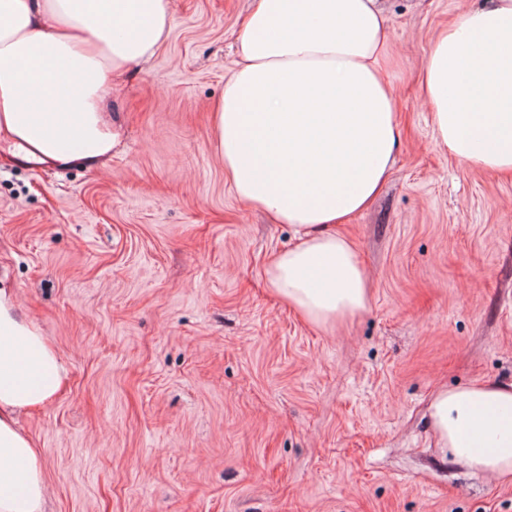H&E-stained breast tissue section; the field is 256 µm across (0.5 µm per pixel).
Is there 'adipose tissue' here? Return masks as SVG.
<instances>
[{
  "label": "adipose tissue",
  "mask_w": 512,
  "mask_h": 512,
  "mask_svg": "<svg viewBox=\"0 0 512 512\" xmlns=\"http://www.w3.org/2000/svg\"><path fill=\"white\" fill-rule=\"evenodd\" d=\"M172 0H0V139L14 157L96 168L118 134L103 108L111 73L166 42ZM392 31L379 0H254L214 110L236 194L291 225L271 261L276 297L327 327L365 310L368 278L339 224L374 200L398 142L382 65ZM438 143L463 166L512 174V0L463 12L425 62ZM66 371L0 288V512H45L42 456L17 423L48 405ZM435 445L512 480V382L439 389Z\"/></svg>",
  "instance_id": "ef3b65f1"
}]
</instances>
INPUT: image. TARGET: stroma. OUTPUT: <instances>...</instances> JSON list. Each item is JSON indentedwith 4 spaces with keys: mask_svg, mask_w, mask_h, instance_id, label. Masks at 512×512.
Listing matches in <instances>:
<instances>
[{
    "mask_svg": "<svg viewBox=\"0 0 512 512\" xmlns=\"http://www.w3.org/2000/svg\"><path fill=\"white\" fill-rule=\"evenodd\" d=\"M483 0H386L394 171L341 230L368 308L320 328L274 295L291 242L224 176L212 109L252 0H174L112 81L101 169L0 142V286L67 372L21 418L49 512H512V482L436 448L437 388L512 381V177L461 166L422 105L429 49Z\"/></svg>",
    "mask_w": 512,
    "mask_h": 512,
    "instance_id": "35a3bbf8",
    "label": "stroma"
}]
</instances>
